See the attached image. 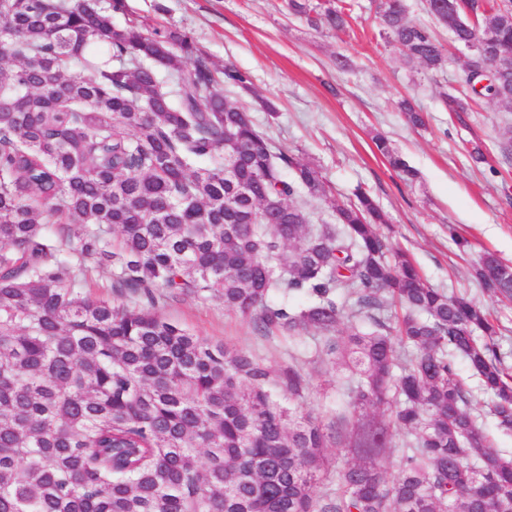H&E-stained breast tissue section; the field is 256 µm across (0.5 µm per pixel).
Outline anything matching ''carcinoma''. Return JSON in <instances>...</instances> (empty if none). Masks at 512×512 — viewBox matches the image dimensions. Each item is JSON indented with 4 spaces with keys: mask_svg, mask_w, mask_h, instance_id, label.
Wrapping results in <instances>:
<instances>
[{
    "mask_svg": "<svg viewBox=\"0 0 512 512\" xmlns=\"http://www.w3.org/2000/svg\"><path fill=\"white\" fill-rule=\"evenodd\" d=\"M288 0L311 26L340 31L350 8ZM455 43L512 60V2L426 0ZM129 14L127 0H0V512H497L512 502V458L473 417L461 358L512 429V374L495 328L470 299L427 286L379 234L365 191L313 224L292 200L326 195L320 171L255 128L217 92L251 90L186 34ZM380 36L436 72L445 49L379 0ZM481 94L512 111V70ZM425 126L412 102L399 104ZM235 135V146L225 136ZM406 182L418 172L389 142ZM57 225L54 235L47 226ZM117 266L134 306L80 291L87 262ZM483 288L512 298V266L487 252ZM167 296H215L266 336L307 327L318 355L350 371L336 421L285 401L307 389L252 354L161 317ZM278 294L281 302H270ZM302 295L306 305L288 299ZM403 314L385 316L390 302ZM362 316L364 328L344 319ZM417 354L405 361L396 342ZM388 406L392 416L377 410ZM403 438L395 441V435ZM347 461L315 497L331 438ZM400 458L396 477L385 463Z\"/></svg>",
    "mask_w": 512,
    "mask_h": 512,
    "instance_id": "obj_1",
    "label": "carcinoma"
}]
</instances>
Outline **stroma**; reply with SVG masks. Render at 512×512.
Listing matches in <instances>:
<instances>
[{"label": "stroma", "instance_id": "stroma-1", "mask_svg": "<svg viewBox=\"0 0 512 512\" xmlns=\"http://www.w3.org/2000/svg\"><path fill=\"white\" fill-rule=\"evenodd\" d=\"M347 2L350 25L336 33L308 26L289 12L288 0H127L131 12L192 36L216 68L231 65L250 76L251 92L231 86L222 92L249 111L275 146L319 168L327 198L295 199L313 223H335L333 205L353 201L357 190L368 192L388 216L380 234L411 257L428 286L467 296L489 311L503 364L512 370V300L487 293L473 271L487 252L512 265V159L497 147L500 129L512 126V112L488 98L471 112L446 109L441 95L461 91L466 51L427 13L425 0L405 2L410 19L434 30L447 50L446 67L433 76L405 65L400 49L380 37L375 0ZM340 55L349 68L337 67ZM404 98L422 109L425 127H412L399 112ZM378 135L418 170L416 182H404L377 151ZM477 146L484 162L473 158ZM157 310L210 342L249 351L271 370L292 356L304 361L301 412L335 421L336 388L346 372L317 356L316 329L268 342L216 297L162 296ZM457 368L472 414L497 449L512 455V431L501 430L490 415L491 396L465 363Z\"/></svg>", "mask_w": 512, "mask_h": 512}]
</instances>
